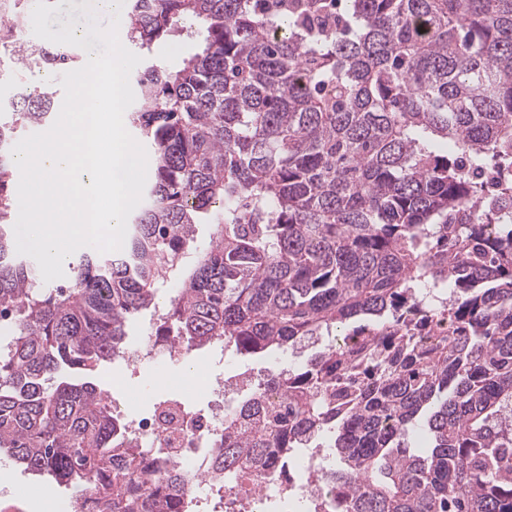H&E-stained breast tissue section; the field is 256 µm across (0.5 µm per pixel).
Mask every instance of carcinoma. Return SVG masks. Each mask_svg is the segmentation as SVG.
<instances>
[{"label": "carcinoma", "instance_id": "carcinoma-1", "mask_svg": "<svg viewBox=\"0 0 512 512\" xmlns=\"http://www.w3.org/2000/svg\"><path fill=\"white\" fill-rule=\"evenodd\" d=\"M129 0L128 40L203 35L175 69L136 73L131 126L153 177L127 246L82 254L48 290L11 235V149L53 100L20 84L0 118V455L40 485L106 512H187L139 468L96 368L121 353L158 286L175 295L151 335L177 352L272 354L358 336L276 365L233 408L215 473L326 439L320 475L345 512H512V0ZM0 20V57L39 52ZM212 224L194 250L197 225ZM192 266L173 270L180 254ZM448 321L452 334L440 331ZM436 343H417L421 328ZM423 432L420 451L408 437Z\"/></svg>", "mask_w": 512, "mask_h": 512}]
</instances>
